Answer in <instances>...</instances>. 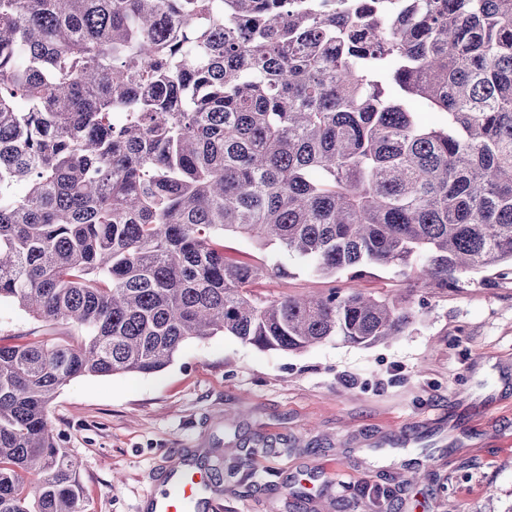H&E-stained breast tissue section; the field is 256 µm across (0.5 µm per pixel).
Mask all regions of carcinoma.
Listing matches in <instances>:
<instances>
[{"label":"carcinoma","instance_id":"carcinoma-1","mask_svg":"<svg viewBox=\"0 0 512 512\" xmlns=\"http://www.w3.org/2000/svg\"><path fill=\"white\" fill-rule=\"evenodd\" d=\"M229 235L416 288L512 266V0H0V303L83 336L0 344V512H84L48 419L73 378L415 319L261 295L287 271Z\"/></svg>","mask_w":512,"mask_h":512}]
</instances>
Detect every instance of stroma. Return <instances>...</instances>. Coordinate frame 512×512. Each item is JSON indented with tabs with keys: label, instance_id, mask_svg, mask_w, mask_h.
<instances>
[{
	"label": "stroma",
	"instance_id": "35a3bbf8",
	"mask_svg": "<svg viewBox=\"0 0 512 512\" xmlns=\"http://www.w3.org/2000/svg\"><path fill=\"white\" fill-rule=\"evenodd\" d=\"M225 244L287 268L262 294L352 286L420 315L367 347L284 353L219 335L153 374L72 379L49 418L81 463L86 512H148L180 459L211 472L210 512H512L511 266L417 291L384 267L330 279L277 246ZM72 333L0 304V339ZM414 470L422 480L406 484Z\"/></svg>",
	"mask_w": 512,
	"mask_h": 512
}]
</instances>
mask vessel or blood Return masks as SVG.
<instances>
[{
    "mask_svg": "<svg viewBox=\"0 0 512 512\" xmlns=\"http://www.w3.org/2000/svg\"><path fill=\"white\" fill-rule=\"evenodd\" d=\"M212 485L210 473L184 463L174 467L167 487L153 500V512H201L203 494Z\"/></svg>",
    "mask_w": 512,
    "mask_h": 512,
    "instance_id": "b4317fda",
    "label": "vessel or blood"
}]
</instances>
